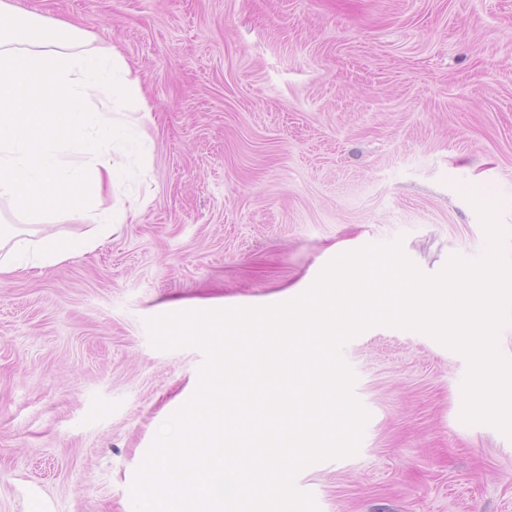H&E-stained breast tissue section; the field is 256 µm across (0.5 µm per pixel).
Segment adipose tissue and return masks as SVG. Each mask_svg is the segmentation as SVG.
I'll return each instance as SVG.
<instances>
[{
    "instance_id": "ef3b65f1",
    "label": "adipose tissue",
    "mask_w": 512,
    "mask_h": 512,
    "mask_svg": "<svg viewBox=\"0 0 512 512\" xmlns=\"http://www.w3.org/2000/svg\"><path fill=\"white\" fill-rule=\"evenodd\" d=\"M140 96L119 53L100 54L79 31L22 18L13 0H0V198L37 227L0 237V283L72 260L124 223L112 197L126 179L121 155L140 148L141 122L121 106ZM76 198L98 238H64L45 225L50 208Z\"/></svg>"
}]
</instances>
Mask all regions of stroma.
<instances>
[{"label": "stroma", "instance_id": "obj_1", "mask_svg": "<svg viewBox=\"0 0 512 512\" xmlns=\"http://www.w3.org/2000/svg\"><path fill=\"white\" fill-rule=\"evenodd\" d=\"M13 2L120 52L149 115L127 222L0 284V512H131L207 360L149 320L290 302L369 245L427 276L477 260L474 195L512 257V0ZM345 355L367 430L297 473L317 512H512V436L462 420L464 355L386 324Z\"/></svg>", "mask_w": 512, "mask_h": 512}]
</instances>
